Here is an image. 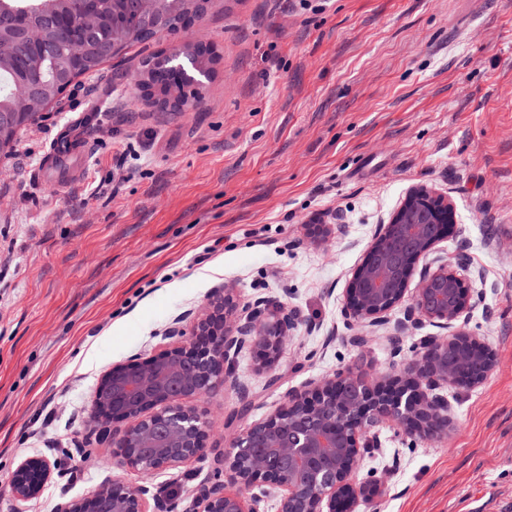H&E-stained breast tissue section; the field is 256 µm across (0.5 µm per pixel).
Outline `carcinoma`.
Listing matches in <instances>:
<instances>
[{"label": "carcinoma", "mask_w": 512, "mask_h": 512, "mask_svg": "<svg viewBox=\"0 0 512 512\" xmlns=\"http://www.w3.org/2000/svg\"><path fill=\"white\" fill-rule=\"evenodd\" d=\"M203 10L199 0H140L135 11L128 0H0V112L14 111L13 91L26 83L40 88L37 106L52 103L76 78L99 72L134 43L178 33ZM88 12L98 17L93 30L81 26ZM32 30L39 34L35 41L27 38ZM173 55L187 62L196 82L192 98H201L216 61L208 45H178L148 56L141 65L145 84L187 99L186 83L170 68Z\"/></svg>", "instance_id": "cac0c4a2"}]
</instances>
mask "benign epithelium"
Segmentation results:
<instances>
[{
  "label": "benign epithelium",
  "instance_id": "obj_1",
  "mask_svg": "<svg viewBox=\"0 0 512 512\" xmlns=\"http://www.w3.org/2000/svg\"><path fill=\"white\" fill-rule=\"evenodd\" d=\"M16 111L0 113V144L27 114L34 90L18 87ZM425 189L412 190L390 223L380 227L352 274L345 317L355 322H385L406 294L411 303L398 327L425 322L452 329L431 336L423 351L403 369L379 381L341 370L323 381L288 393L265 420L250 426L224 451V480L202 486L192 512H263L270 491L277 492L279 512H358L365 502L357 469L364 455L378 447L372 429L381 424L407 436L431 438L448 433V401L443 386L474 388L490 372L493 355L480 340L456 326L470 309L464 293L453 299L460 279L446 263L415 271L447 235L451 206L420 211L410 228H401L404 211L416 208ZM403 229L405 241L395 239ZM416 288L408 289L413 274ZM208 307L186 337L175 319L165 333L169 343L157 355L133 359L104 372L94 392L91 423L102 430L114 423L124 430L112 438L121 465L141 474L176 468L207 455L212 432L209 415L192 404L234 374L245 343L263 351L272 366L282 345L299 325L278 308L239 307L232 294L214 290ZM463 348L483 359L478 376L463 374ZM52 475L46 457L23 459L15 470L12 493L21 505L36 498ZM55 512H174L173 504L141 484L108 483L81 499L57 504Z\"/></svg>",
  "mask_w": 512,
  "mask_h": 512
}]
</instances>
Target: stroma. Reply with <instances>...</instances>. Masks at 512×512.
I'll use <instances>...</instances> for the list:
<instances>
[{
  "mask_svg": "<svg viewBox=\"0 0 512 512\" xmlns=\"http://www.w3.org/2000/svg\"><path fill=\"white\" fill-rule=\"evenodd\" d=\"M185 40L219 56L201 101L145 105L142 51ZM97 107L74 148L87 167L39 175L54 136ZM423 187L453 206L430 258L466 259L465 328L494 355L488 378L445 389L447 435L377 427L362 512H512V0H214L185 32L134 44L80 77L0 155V512H55L106 482L145 483L187 507L223 480L220 454L289 391L340 369L371 379L442 330L347 324L352 273L380 226ZM327 233L312 239L309 227ZM274 302L301 323L274 369L242 347L233 379L201 399L204 458L142 476L86 424L113 365L192 328L212 291ZM54 465L17 507L21 460Z\"/></svg>",
  "mask_w": 512,
  "mask_h": 512,
  "instance_id": "stroma-1",
  "label": "stroma"
}]
</instances>
